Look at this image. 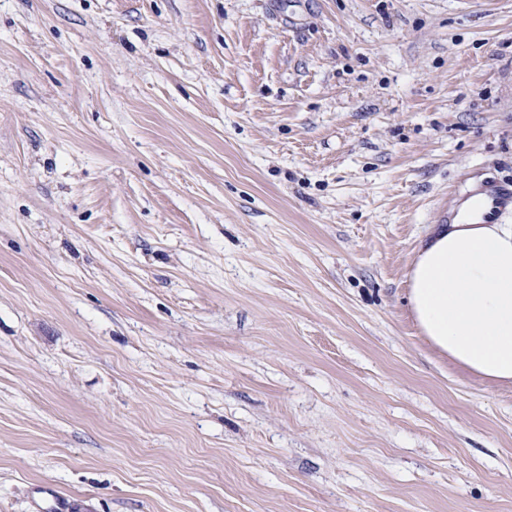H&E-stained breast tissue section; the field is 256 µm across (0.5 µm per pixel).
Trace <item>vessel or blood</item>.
<instances>
[{
    "mask_svg": "<svg viewBox=\"0 0 512 512\" xmlns=\"http://www.w3.org/2000/svg\"><path fill=\"white\" fill-rule=\"evenodd\" d=\"M512 215V186L486 182L468 189L448 210V221L499 224Z\"/></svg>",
    "mask_w": 512,
    "mask_h": 512,
    "instance_id": "b4317fda",
    "label": "vessel or blood"
}]
</instances>
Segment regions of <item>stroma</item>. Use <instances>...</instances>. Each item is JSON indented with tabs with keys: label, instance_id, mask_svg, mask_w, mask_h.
Here are the masks:
<instances>
[{
	"label": "stroma",
	"instance_id": "1",
	"mask_svg": "<svg viewBox=\"0 0 512 512\" xmlns=\"http://www.w3.org/2000/svg\"><path fill=\"white\" fill-rule=\"evenodd\" d=\"M481 174L512 0H0V512H512L407 303Z\"/></svg>",
	"mask_w": 512,
	"mask_h": 512
}]
</instances>
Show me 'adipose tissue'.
Returning <instances> with one entry per match:
<instances>
[{"instance_id": "obj_1", "label": "adipose tissue", "mask_w": 512, "mask_h": 512, "mask_svg": "<svg viewBox=\"0 0 512 512\" xmlns=\"http://www.w3.org/2000/svg\"><path fill=\"white\" fill-rule=\"evenodd\" d=\"M408 303L440 355L512 384V224H435L410 267Z\"/></svg>"}]
</instances>
